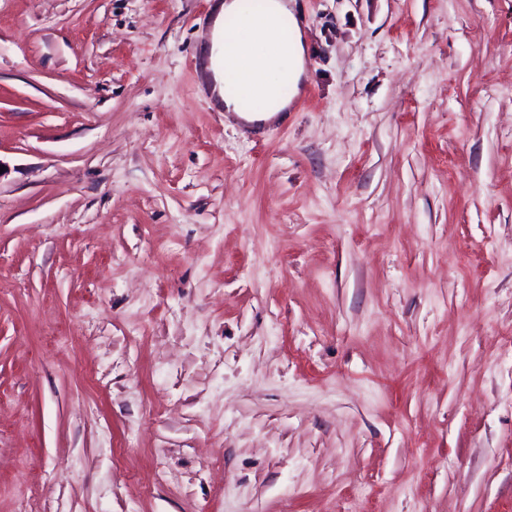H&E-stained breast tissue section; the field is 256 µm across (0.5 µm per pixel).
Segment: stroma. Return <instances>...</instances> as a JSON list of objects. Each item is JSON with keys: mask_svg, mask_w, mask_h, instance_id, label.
<instances>
[{"mask_svg": "<svg viewBox=\"0 0 512 512\" xmlns=\"http://www.w3.org/2000/svg\"><path fill=\"white\" fill-rule=\"evenodd\" d=\"M0 0V512H512V0ZM216 9L209 68L224 110L248 122L285 112L305 72L303 34L288 0H261L248 14L240 0H225ZM226 18L238 20L237 27L228 29ZM287 85L288 98L282 92ZM245 99L259 108L245 110Z\"/></svg>", "mask_w": 512, "mask_h": 512, "instance_id": "35a3bbf8", "label": "stroma"}]
</instances>
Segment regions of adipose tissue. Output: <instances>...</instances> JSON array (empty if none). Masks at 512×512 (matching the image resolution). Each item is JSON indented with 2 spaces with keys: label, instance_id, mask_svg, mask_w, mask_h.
Returning a JSON list of instances; mask_svg holds the SVG:
<instances>
[{
  "label": "adipose tissue",
  "instance_id": "obj_1",
  "mask_svg": "<svg viewBox=\"0 0 512 512\" xmlns=\"http://www.w3.org/2000/svg\"><path fill=\"white\" fill-rule=\"evenodd\" d=\"M210 44L215 88L229 112L243 100L256 108L248 121H266L285 111L284 89H297L304 76L305 45L288 0H260L246 12L243 0H220Z\"/></svg>",
  "mask_w": 512,
  "mask_h": 512
}]
</instances>
